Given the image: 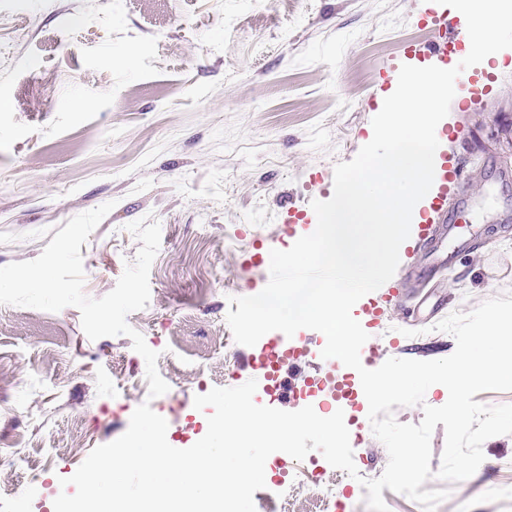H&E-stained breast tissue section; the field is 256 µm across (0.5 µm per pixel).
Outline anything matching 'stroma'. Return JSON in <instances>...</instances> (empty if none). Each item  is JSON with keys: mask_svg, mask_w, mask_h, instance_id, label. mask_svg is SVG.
<instances>
[{"mask_svg": "<svg viewBox=\"0 0 512 512\" xmlns=\"http://www.w3.org/2000/svg\"><path fill=\"white\" fill-rule=\"evenodd\" d=\"M433 11L424 0H0V266L37 258L77 214L113 202L81 246L86 295L109 293L140 243L127 224L162 229L150 301L127 321L158 351L167 393L149 398L146 363L126 336L89 339L77 308L0 305V512H54L61 486L88 454L125 433L143 402L168 422L178 449L201 439L195 396L255 378L267 342H235L229 299L259 293L270 252L316 221L312 200L333 194L334 166L353 159L374 116L371 98L396 84L380 66H428L408 45ZM443 129L462 166L459 224L472 242L452 266L417 246L395 273L404 294L370 330L381 359L450 356L435 325L512 292V69L475 65ZM238 240L235 251L225 239ZM325 336L298 330L280 379L259 405L303 408L293 390L321 385L343 365ZM358 470L383 473L388 453L363 423L351 434ZM489 482L449 488L436 512H512V435L483 444Z\"/></svg>", "mask_w": 512, "mask_h": 512, "instance_id": "1", "label": "stroma"}]
</instances>
